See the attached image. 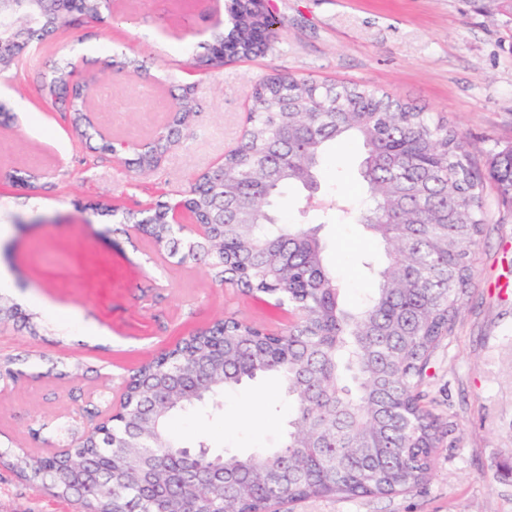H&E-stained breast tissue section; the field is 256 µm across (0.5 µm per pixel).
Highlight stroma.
Segmentation results:
<instances>
[{
  "label": "stroma",
  "mask_w": 512,
  "mask_h": 512,
  "mask_svg": "<svg viewBox=\"0 0 512 512\" xmlns=\"http://www.w3.org/2000/svg\"><path fill=\"white\" fill-rule=\"evenodd\" d=\"M280 20L277 39L248 59L199 67L228 14L210 0L177 8L174 0H138L125 18L63 25L39 42L23 66L0 79L1 292L18 310L0 322V363L17 380H0V512H75L72 503L30 486L15 455L60 448L56 428L89 421L101 398L119 400L142 362L215 320L234 316L275 330L285 315L215 281L205 265L179 262L136 225L114 223L107 203L138 209L178 194L238 143L255 86L288 74L383 89L458 128L476 151L488 224L475 250V286L455 333L435 352L423 390L456 446L439 448L431 479L389 498H317L293 512H512V212L499 206L485 176L493 154L512 145V10L488 14L480 0H266ZM137 58L141 75L122 68ZM75 63L62 95L88 83L111 88L120 110L89 105L91 138H82L62 104L41 86ZM171 100L191 87L197 116L190 139L176 141L155 172L140 174L101 149L103 141L139 145L168 114L140 111L135 85ZM364 149L337 144L315 195L290 187L304 206L299 222L319 224L325 205L365 195ZM327 262L359 302L375 281L384 246L366 226L319 224ZM82 320L67 319L66 310ZM276 380L227 394L219 419L179 418L175 434L212 452L278 445L284 421Z\"/></svg>",
  "instance_id": "obj_1"
}]
</instances>
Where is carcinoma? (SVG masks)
<instances>
[{
  "instance_id": "obj_1",
  "label": "carcinoma",
  "mask_w": 512,
  "mask_h": 512,
  "mask_svg": "<svg viewBox=\"0 0 512 512\" xmlns=\"http://www.w3.org/2000/svg\"><path fill=\"white\" fill-rule=\"evenodd\" d=\"M108 0H0V72L17 65L25 45L40 42L78 12L91 19ZM278 21L232 0L224 32L198 60L202 66L247 58L271 39ZM73 124L89 138L80 95L69 103ZM195 117L190 91L181 94L172 136ZM357 138L365 155L368 196L341 209L386 244L387 261L355 305L328 267L318 228L289 222L284 189H317L330 147ZM167 138L134 151L125 163L157 169ZM471 145L431 113L357 84L283 77L255 88L241 141L224 155L223 171L207 172L176 203L213 224L214 251L192 247L170 229V204L128 210L120 223L140 224L156 245L181 261L204 263L214 279L252 297L266 296L297 314L278 335L222 319L133 371L125 386L127 411L88 432L69 451L49 457L17 455L15 468L35 488L72 500L79 512H265L312 498L391 497L411 492L432 474V455L452 430L425 403L422 385L431 358L451 335L474 285L472 254L488 223ZM489 176L512 207V147L495 153ZM251 206V224L237 223ZM224 337V350L212 336ZM179 380H209L189 400L174 390L141 417L147 388L173 368ZM277 380L286 428L275 448L239 453L228 448L224 491L193 481L205 467L204 443L189 448L173 422L199 406H220L224 395L259 378Z\"/></svg>"
}]
</instances>
